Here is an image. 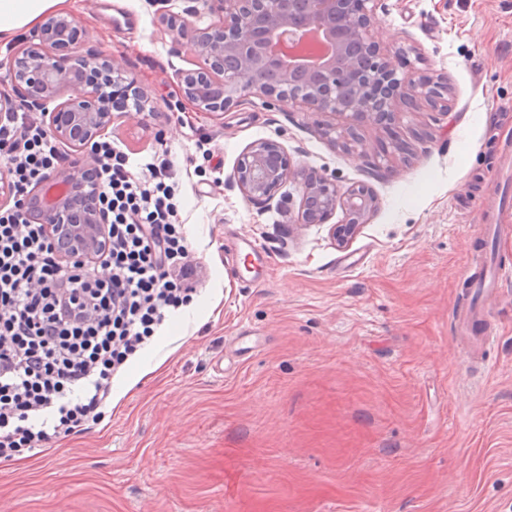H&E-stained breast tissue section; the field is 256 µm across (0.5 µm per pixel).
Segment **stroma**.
<instances>
[{
  "label": "stroma",
  "mask_w": 512,
  "mask_h": 512,
  "mask_svg": "<svg viewBox=\"0 0 512 512\" xmlns=\"http://www.w3.org/2000/svg\"><path fill=\"white\" fill-rule=\"evenodd\" d=\"M65 10L144 89L148 109L106 135L166 153L201 274L193 313L129 358L99 425L0 463V512H512V282L482 301L478 361L457 322L473 255L512 266V210L489 200L512 157V0H384L379 38L405 72L447 77L448 109L363 125V157L324 135L329 114L182 102L194 48L148 0ZM258 140L369 186L370 222L340 247L330 224L289 232L294 184L246 201L232 177Z\"/></svg>",
  "instance_id": "stroma-1"
}]
</instances>
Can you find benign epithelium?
Here are the masks:
<instances>
[{"label":"benign epithelium","instance_id":"benign-epithelium-1","mask_svg":"<svg viewBox=\"0 0 512 512\" xmlns=\"http://www.w3.org/2000/svg\"><path fill=\"white\" fill-rule=\"evenodd\" d=\"M378 0H203L215 20L198 27L167 9L170 0H149L179 39L195 48L197 62L177 72L180 96L195 111L222 115L248 96L261 94L300 104L313 114L330 113L341 123L326 128L334 143L364 156L357 126L385 128L400 112H415L425 98L436 108L448 83L398 74L376 34ZM90 34L70 13L44 16L33 34L4 60L0 70L33 109L44 113L52 137L75 150L90 147L128 112L132 97H144L138 81L111 57L78 48ZM233 179L245 199L265 203L283 184H295L296 228L325 224L341 209L344 223L331 225L343 245L378 206L365 184L341 188L317 171L299 173L287 151L259 140L239 158ZM94 162L56 172L28 195L31 220L44 224L61 260L94 262L105 246L107 214L97 205Z\"/></svg>","mask_w":512,"mask_h":512}]
</instances>
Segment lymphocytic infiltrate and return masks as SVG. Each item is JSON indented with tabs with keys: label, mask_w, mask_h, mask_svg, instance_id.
Returning a JSON list of instances; mask_svg holds the SVG:
<instances>
[{
	"label": "lymphocytic infiltrate",
	"mask_w": 512,
	"mask_h": 512,
	"mask_svg": "<svg viewBox=\"0 0 512 512\" xmlns=\"http://www.w3.org/2000/svg\"><path fill=\"white\" fill-rule=\"evenodd\" d=\"M91 151L108 244L97 263L64 265L21 202L65 156L28 113H0V178L15 199L0 209L1 463L100 423L113 374L167 310L191 301L189 244L169 162L156 159L139 172L117 142Z\"/></svg>",
	"instance_id": "f902f5d3"
}]
</instances>
